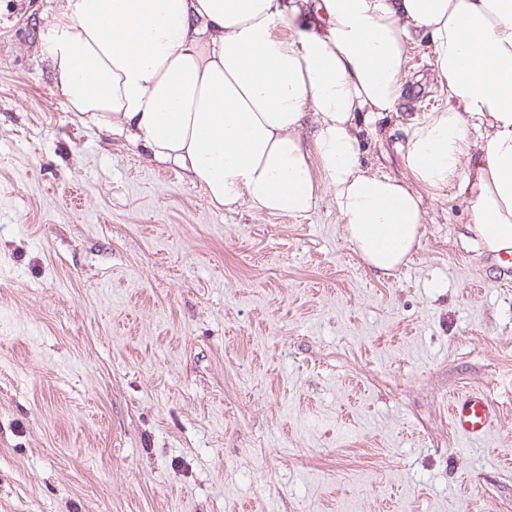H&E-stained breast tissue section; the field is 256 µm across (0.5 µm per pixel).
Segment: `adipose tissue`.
<instances>
[{
  "instance_id": "obj_1",
  "label": "adipose tissue",
  "mask_w": 512,
  "mask_h": 512,
  "mask_svg": "<svg viewBox=\"0 0 512 512\" xmlns=\"http://www.w3.org/2000/svg\"><path fill=\"white\" fill-rule=\"evenodd\" d=\"M42 41L72 111L214 207L304 217L332 191L387 274L420 243L424 195L455 186L480 245L512 250V0H53ZM414 41L446 104L406 129L405 182L366 168L361 142L399 102Z\"/></svg>"
}]
</instances>
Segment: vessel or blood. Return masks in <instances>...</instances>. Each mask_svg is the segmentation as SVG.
I'll list each match as a JSON object with an SVG mask.
<instances>
[{
  "label": "vessel or blood",
  "instance_id": "1",
  "mask_svg": "<svg viewBox=\"0 0 512 512\" xmlns=\"http://www.w3.org/2000/svg\"><path fill=\"white\" fill-rule=\"evenodd\" d=\"M450 421L456 436L477 441L501 422L498 405L482 391L457 393L450 402Z\"/></svg>",
  "mask_w": 512,
  "mask_h": 512
}]
</instances>
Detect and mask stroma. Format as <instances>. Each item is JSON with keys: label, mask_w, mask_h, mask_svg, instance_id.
I'll return each instance as SVG.
<instances>
[{"label": "stroma", "mask_w": 512, "mask_h": 512, "mask_svg": "<svg viewBox=\"0 0 512 512\" xmlns=\"http://www.w3.org/2000/svg\"><path fill=\"white\" fill-rule=\"evenodd\" d=\"M51 0H0V512H512V287L424 197L411 260L373 272L332 192L305 218L212 206L81 122L53 86ZM362 158L440 109L430 43ZM499 406L459 440L449 402ZM450 421L456 436L478 441L501 422L498 405L482 391L457 393L450 401Z\"/></svg>", "instance_id": "1"}]
</instances>
